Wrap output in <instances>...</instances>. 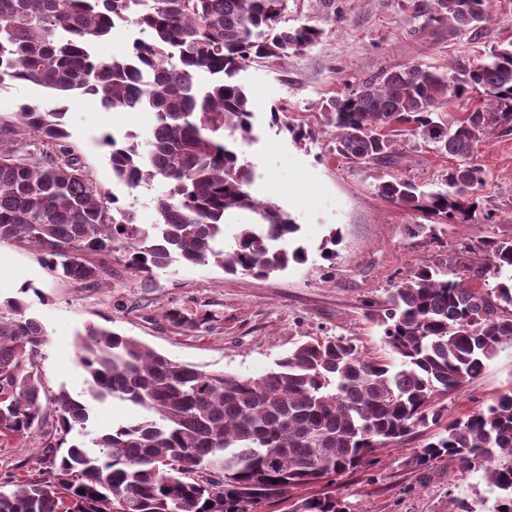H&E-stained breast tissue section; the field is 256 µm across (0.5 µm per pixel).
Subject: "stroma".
Returning a JSON list of instances; mask_svg holds the SVG:
<instances>
[{"label": "stroma", "mask_w": 512, "mask_h": 512, "mask_svg": "<svg viewBox=\"0 0 512 512\" xmlns=\"http://www.w3.org/2000/svg\"><path fill=\"white\" fill-rule=\"evenodd\" d=\"M492 19L481 37L431 36L419 32L411 0H336L340 16L324 19L316 0H288V22L323 27L314 47L281 58L249 64L239 74L257 113L255 141L244 157L256 174L252 192L276 202L301 227L304 263L266 277L224 273L211 266L178 263L159 271L154 280L140 277L113 259L104 260V283L87 288L57 278L37 250L0 243V321L13 320L8 298L22 296L25 314L47 335L40 369L49 391L79 394L86 375L76 364L75 337L91 326L110 327L136 337L168 357L206 372L257 377L274 367L295 345L311 336H335L370 357L384 355L377 326L368 318L366 300L382 299L415 263L446 254L457 241L500 235L498 224L439 225L426 246H416L406 225L414 212L378 195V183L402 177L417 184L440 178L453 161L431 145L405 133L391 166L353 165L331 150L333 130L324 123L322 101L343 94L367 79L413 62L445 70L475 62L479 52L512 41V0H491ZM49 93L31 83L0 85V120H13L24 103H45ZM280 110L272 124L269 110ZM69 142L103 189L125 196L112 181L104 134L131 133L147 142L154 117L149 112H107L86 97L67 103ZM311 127L314 137L296 143L285 123ZM478 161L487 174L481 206L501 217L512 215V135L479 146ZM339 242L333 259L321 247L330 233ZM174 306L208 314L206 329L174 328L164 313ZM512 389V342L503 344L483 372L457 390L441 396L445 421L487 406ZM130 404L115 399L94 406L85 432H71L68 442H90L113 425L138 419ZM439 431L419 428L411 440L381 449L374 464L336 479L290 488L281 501L260 512H288L296 501L336 495L347 512H452L464 501L474 512H486L496 497L484 473L458 461L441 460L425 473L404 464L411 449ZM47 440L45 430L26 436L0 437V478H25L39 467L36 453Z\"/></svg>", "instance_id": "stroma-1"}]
</instances>
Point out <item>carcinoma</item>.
<instances>
[{
  "label": "carcinoma",
  "instance_id": "cac0c4a2",
  "mask_svg": "<svg viewBox=\"0 0 512 512\" xmlns=\"http://www.w3.org/2000/svg\"><path fill=\"white\" fill-rule=\"evenodd\" d=\"M491 0H421L418 31L479 34ZM288 0H0V85L47 89L55 105L24 103L0 122V242L41 251L60 279L101 283L112 256L142 281L174 261L258 276L306 259L300 226L250 192L243 157L255 103L239 81L249 63L309 49L324 30L288 26ZM138 29L122 53L94 52L119 24ZM480 94L463 116L442 112ZM74 95L112 112L155 114L148 149L129 135L104 136L112 179L128 193L155 180L156 223H136L132 204L102 189L68 144L66 102ZM331 150L352 164L395 163L397 129L458 160L429 189L394 177L378 194L419 214L410 238L437 224L492 217L478 201L485 170L478 143L512 135V41L469 67L392 69L321 106ZM239 211L234 244L224 226ZM495 279L492 288L473 282ZM383 329L386 354L366 357L336 337L299 344L259 377L208 373L133 336L93 327L76 339L86 374L80 398L53 395L38 370L45 332L25 316L0 321V436L43 427L54 404L60 433L84 430L90 402L128 401L144 417L92 439L39 451L43 467L0 483V512H256L290 487L374 462L375 453L438 424L439 395L478 376L512 341V233L464 240L415 264L386 297L365 303ZM166 320L199 331L207 314L171 308ZM483 469L498 490L490 512H512V389L456 419L410 451L425 471L442 458ZM290 512H346L334 495L305 498Z\"/></svg>",
  "mask_w": 512,
  "mask_h": 512
}]
</instances>
